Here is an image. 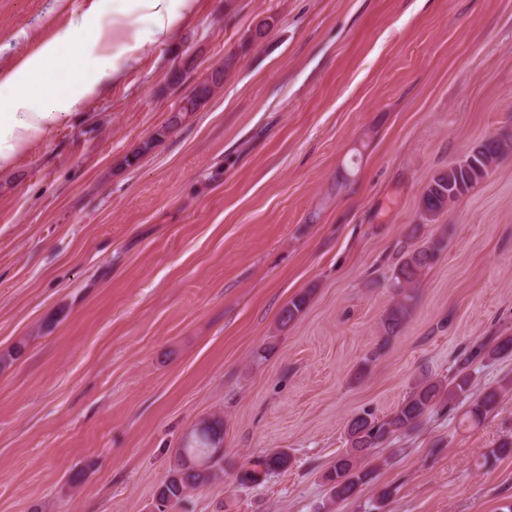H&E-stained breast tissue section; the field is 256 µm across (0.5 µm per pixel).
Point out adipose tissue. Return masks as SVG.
<instances>
[{"instance_id": "ef3b65f1", "label": "adipose tissue", "mask_w": 512, "mask_h": 512, "mask_svg": "<svg viewBox=\"0 0 512 512\" xmlns=\"http://www.w3.org/2000/svg\"><path fill=\"white\" fill-rule=\"evenodd\" d=\"M138 2L151 26V35L159 40L169 37L183 12L193 6V0ZM74 56L68 41L54 40L42 45L9 76V83L15 84L17 91L0 96V172L13 169L34 141L66 124L82 106L83 95L61 98L46 89L50 67L67 64Z\"/></svg>"}]
</instances>
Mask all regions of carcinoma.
I'll use <instances>...</instances> for the list:
<instances>
[{
  "label": "carcinoma",
  "mask_w": 512,
  "mask_h": 512,
  "mask_svg": "<svg viewBox=\"0 0 512 512\" xmlns=\"http://www.w3.org/2000/svg\"><path fill=\"white\" fill-rule=\"evenodd\" d=\"M213 96L212 83L203 78L184 95L198 111ZM180 124V116L171 115L167 123L158 129L151 139L145 141L138 151L124 157L122 164H136L141 153L163 141L168 133ZM512 153V138H489L473 148L466 157L435 175L425 186L420 198L421 217L428 223L437 221L448 208L483 181L498 161ZM443 249V240L433 239L426 245L406 253L393 270L390 288L394 300L381 319L382 334L396 336L410 318L417 301V284L422 274L429 269ZM308 302L303 293L288 301L280 314L279 322L286 326L298 320ZM512 356V335L496 336L486 343L473 346L469 354L451 377L446 380L424 375L412 387L407 398L384 418L365 411L350 419L347 425L349 450L341 455L332 470L326 475L330 497L337 500L351 498L368 480L370 472L361 467L363 455L381 447L391 438L415 430L423 418L437 406H446L461 399L470 401L464 420L480 423L493 413L503 395L512 390L505 383L497 387L488 386L473 391L470 366L480 360L504 359ZM224 444V419L213 415L201 420L185 435L182 444L175 450V464L158 486L154 499L157 512L167 510L184 501L194 490L224 476L221 459L215 458L219 447ZM291 456L285 450H278L256 460H251L239 472L240 484H254L262 474L285 469Z\"/></svg>",
  "instance_id": "1"
}]
</instances>
